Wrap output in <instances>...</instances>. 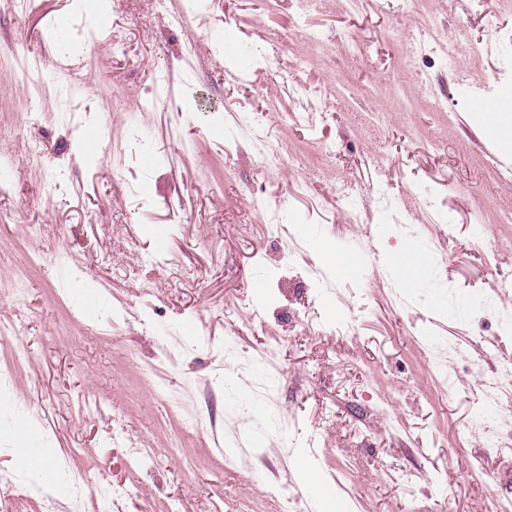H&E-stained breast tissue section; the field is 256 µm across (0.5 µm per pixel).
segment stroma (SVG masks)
Returning <instances> with one entry per match:
<instances>
[{"mask_svg": "<svg viewBox=\"0 0 512 512\" xmlns=\"http://www.w3.org/2000/svg\"><path fill=\"white\" fill-rule=\"evenodd\" d=\"M427 16L468 39L422 80ZM495 27L512 33V0H0V512L45 492L97 512L100 481L128 487L120 512H316L300 461L329 512L512 504V417L494 443L481 420L512 369V154L474 115L512 95V41L472 50ZM217 31L281 42L241 81ZM285 57L308 62L314 127L291 118ZM31 58L46 93L15 79ZM414 239L431 265L409 287L388 258ZM21 419L50 470L91 476L81 496L19 464Z\"/></svg>", "mask_w": 512, "mask_h": 512, "instance_id": "35a3bbf8", "label": "stroma"}]
</instances>
